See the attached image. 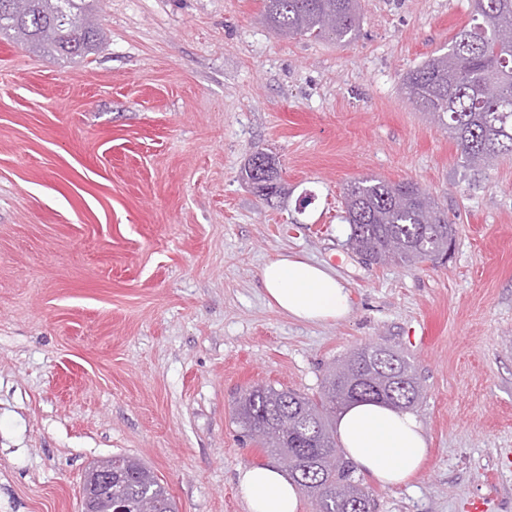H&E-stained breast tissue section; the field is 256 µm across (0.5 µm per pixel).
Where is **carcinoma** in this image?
<instances>
[{
  "label": "carcinoma",
  "instance_id": "cac0c4a2",
  "mask_svg": "<svg viewBox=\"0 0 512 512\" xmlns=\"http://www.w3.org/2000/svg\"><path fill=\"white\" fill-rule=\"evenodd\" d=\"M93 0H0V36L62 58H83L99 43L90 19ZM264 24L278 36H309L347 43L360 30V0H263ZM405 93L431 116L461 151L468 166L480 169L512 156V0H474L471 22L448 50L402 77ZM347 245L364 254L378 249L380 263L412 267L448 251L454 225L412 181L353 182L343 192ZM364 370L363 398L400 410L418 405L422 387L412 365L382 343L351 352L328 368L321 390L310 397L272 386L241 395L236 422L245 436L277 461L297 458L289 479L312 499L315 512H372V498L357 468L336 444V412L353 401L352 367ZM112 498L126 512H176L169 493L145 464L112 457Z\"/></svg>",
  "mask_w": 512,
  "mask_h": 512
}]
</instances>
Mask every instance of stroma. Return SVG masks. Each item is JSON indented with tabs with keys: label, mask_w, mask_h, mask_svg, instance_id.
<instances>
[{
	"label": "stroma",
	"mask_w": 512,
	"mask_h": 512,
	"mask_svg": "<svg viewBox=\"0 0 512 512\" xmlns=\"http://www.w3.org/2000/svg\"><path fill=\"white\" fill-rule=\"evenodd\" d=\"M472 0H361L348 43L274 36L262 0H94L84 58L0 37V512H82L89 468L150 467L178 512H245L269 459L234 419L257 385L318 393L381 342L413 364L429 456L365 480L375 512H512V156L466 166L403 74ZM286 195L256 196L253 148ZM411 180L457 229L413 268L346 247L343 191ZM333 267L341 320L270 306L283 254Z\"/></svg>",
	"instance_id": "obj_1"
}]
</instances>
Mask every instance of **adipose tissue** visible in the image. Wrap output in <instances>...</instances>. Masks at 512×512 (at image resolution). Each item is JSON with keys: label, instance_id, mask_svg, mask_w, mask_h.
Segmentation results:
<instances>
[{"label": "adipose tissue", "instance_id": "adipose-tissue-1", "mask_svg": "<svg viewBox=\"0 0 512 512\" xmlns=\"http://www.w3.org/2000/svg\"><path fill=\"white\" fill-rule=\"evenodd\" d=\"M269 303L302 322L338 320L351 311V291L329 266L296 255L268 262L260 273ZM336 433L358 470L384 486L405 483L420 470L428 441L414 414L360 401L342 410ZM247 512H298L296 485L271 467L237 471Z\"/></svg>", "mask_w": 512, "mask_h": 512}]
</instances>
